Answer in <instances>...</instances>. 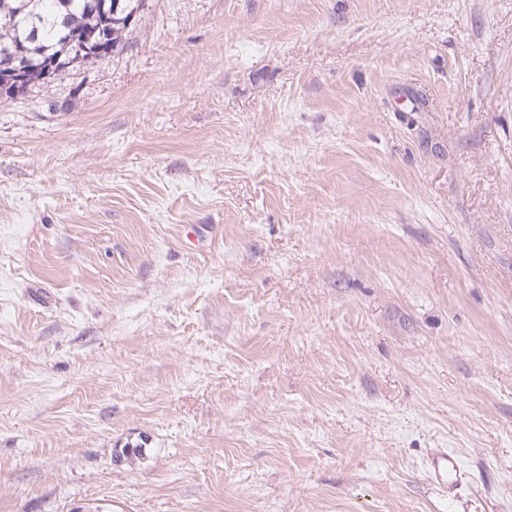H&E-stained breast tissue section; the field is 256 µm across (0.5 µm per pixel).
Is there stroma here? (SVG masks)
Returning <instances> with one entry per match:
<instances>
[{"instance_id":"35a3bbf8","label":"stroma","mask_w":512,"mask_h":512,"mask_svg":"<svg viewBox=\"0 0 512 512\" xmlns=\"http://www.w3.org/2000/svg\"><path fill=\"white\" fill-rule=\"evenodd\" d=\"M0 512H512V0H147L0 98ZM429 468L435 480L453 488L461 479V471L456 457L445 451L434 454L429 460Z\"/></svg>"}]
</instances>
